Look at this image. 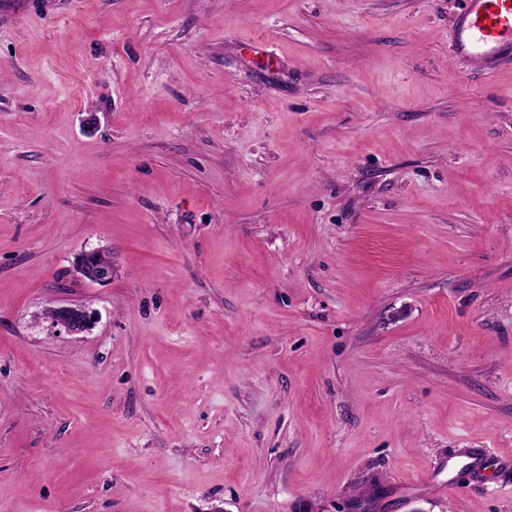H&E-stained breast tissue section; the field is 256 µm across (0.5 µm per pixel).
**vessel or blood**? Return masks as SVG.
I'll return each mask as SVG.
<instances>
[{
  "label": "vessel or blood",
  "mask_w": 512,
  "mask_h": 512,
  "mask_svg": "<svg viewBox=\"0 0 512 512\" xmlns=\"http://www.w3.org/2000/svg\"><path fill=\"white\" fill-rule=\"evenodd\" d=\"M456 57L493 70L512 55V0H464L452 33Z\"/></svg>",
  "instance_id": "b4317fda"
}]
</instances>
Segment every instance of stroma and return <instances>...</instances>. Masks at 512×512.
I'll use <instances>...</instances> for the list:
<instances>
[{"instance_id": "35a3bbf8", "label": "stroma", "mask_w": 512, "mask_h": 512, "mask_svg": "<svg viewBox=\"0 0 512 512\" xmlns=\"http://www.w3.org/2000/svg\"><path fill=\"white\" fill-rule=\"evenodd\" d=\"M462 7L0 0V512H512V60ZM456 57L476 69L494 70L512 55V1L464 0L452 33ZM79 257L88 264H98L109 261L107 265H101L95 268H88L81 264L75 265V272L79 279L92 284H105L112 280V262H110L112 256L109 253L104 252L103 255H98L84 250L77 254L74 259H78ZM51 323L60 327L67 335H78L90 329L93 323L92 313L86 308L69 304L54 307L48 311Z\"/></svg>"}]
</instances>
